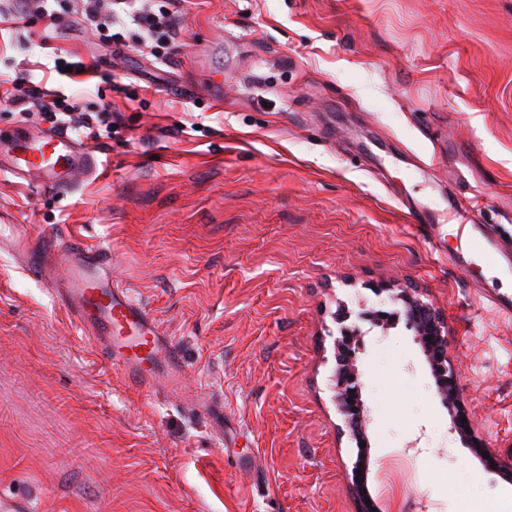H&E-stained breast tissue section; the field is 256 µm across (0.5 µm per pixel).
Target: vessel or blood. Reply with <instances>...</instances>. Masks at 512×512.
I'll return each instance as SVG.
<instances>
[{
	"instance_id": "b4317fda",
	"label": "vessel or blood",
	"mask_w": 512,
	"mask_h": 512,
	"mask_svg": "<svg viewBox=\"0 0 512 512\" xmlns=\"http://www.w3.org/2000/svg\"><path fill=\"white\" fill-rule=\"evenodd\" d=\"M10 171L18 177L39 175L44 184L61 186L62 174L87 173L94 169L93 155L72 137L58 132L36 136L21 131L9 143ZM11 249L26 255L32 270L56 263L65 275L60 292L76 319L96 343L102 344L109 359L119 364L128 381L149 387L157 379L160 366L180 364L179 354L159 329L150 312L135 302L127 290L109 280L112 255L100 246L71 241L66 247L47 242L42 251L29 248L25 225L14 227L11 237L0 234V252ZM503 258L487 227L473 225L465 233L455 265L469 269L479 260L500 263Z\"/></svg>"
}]
</instances>
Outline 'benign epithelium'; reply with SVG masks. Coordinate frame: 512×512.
<instances>
[{
	"instance_id": "1",
	"label": "benign epithelium",
	"mask_w": 512,
	"mask_h": 512,
	"mask_svg": "<svg viewBox=\"0 0 512 512\" xmlns=\"http://www.w3.org/2000/svg\"><path fill=\"white\" fill-rule=\"evenodd\" d=\"M377 292H386L390 299L403 303L406 327L413 331L430 365L438 394L451 413L452 431L462 437L467 435L465 428L472 427V424L459 394L458 369L448 355V330L443 316L432 303L422 299V293L416 288L393 289L390 283L382 280L378 283ZM349 318L350 315L346 313L337 318L339 336L333 342V383L336 410L342 416L346 428L354 432L364 422V403L357 385L354 364L356 351L362 344V335L357 327L346 324ZM429 336L432 337L430 341L427 340ZM358 471L360 467L354 466L348 490L360 502V512H370L372 507L366 504L365 496L362 495V475Z\"/></svg>"
}]
</instances>
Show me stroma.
I'll use <instances>...</instances> for the list:
<instances>
[{
  "instance_id": "1",
  "label": "stroma",
  "mask_w": 512,
  "mask_h": 512,
  "mask_svg": "<svg viewBox=\"0 0 512 512\" xmlns=\"http://www.w3.org/2000/svg\"><path fill=\"white\" fill-rule=\"evenodd\" d=\"M0 0V142L50 130L15 77L119 111L79 142L65 188L0 159V222L112 253V278L181 352L177 384H130L53 286L0 252V507L16 512H512V295L448 261L452 228L512 244V0H182L167 63L114 57ZM95 65L60 76L59 59ZM479 191L477 207L450 213ZM425 205L436 227L411 223ZM445 316L472 440L451 430L426 357L379 280ZM360 322L361 438L333 401L339 310Z\"/></svg>"
}]
</instances>
